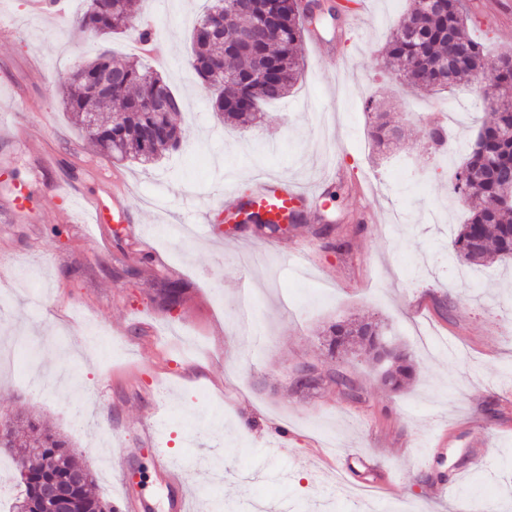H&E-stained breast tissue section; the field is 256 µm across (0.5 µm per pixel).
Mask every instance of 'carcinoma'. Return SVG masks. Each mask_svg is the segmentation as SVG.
Instances as JSON below:
<instances>
[{
  "label": "carcinoma",
  "instance_id": "carcinoma-1",
  "mask_svg": "<svg viewBox=\"0 0 512 512\" xmlns=\"http://www.w3.org/2000/svg\"><path fill=\"white\" fill-rule=\"evenodd\" d=\"M407 6L387 42L382 56L386 68L398 69L411 88L419 91L443 90L456 86L464 78L474 80L488 65L483 46L465 32L471 14L466 0H443L439 7L428 0H406ZM86 9L76 19L80 29L88 30L87 22L103 23L100 37L106 41L131 29L134 15L131 0H85ZM238 0H213L190 34L189 64L197 75L201 67L214 56H224V70L212 74V80L224 86L223 106L215 108L224 123L248 127L261 119L260 105L284 98L300 80L303 59L297 55L306 23L324 25L337 20L341 13L353 8L339 9L330 5L318 15H305L299 0H250L248 20L254 22L269 11L276 18L271 29L250 48L237 43L241 17L236 11ZM224 13V42L207 40L200 29L212 15ZM460 48V67L448 73V52ZM496 66L485 76V99L493 104L490 119L484 122L453 175L469 173L464 185L452 182V192L469 206L465 223L457 226L452 240L451 260L480 265L495 257L512 260V197L507 196L502 183L489 177L496 170L512 169V97L498 95L512 88V53L504 52L495 60ZM116 68L123 79L113 84L112 95L96 94L82 81L99 69ZM73 78L62 88L63 104L85 136L94 142L101 154L115 161L136 160L148 166L166 152L180 147L181 130L168 112H154L148 100L157 87L172 101H177L166 79L150 68L117 57L111 49H103L94 59L78 61ZM371 112L372 136L380 147L397 139L398 129L381 112L373 111V101L365 104ZM121 110L117 119L97 120L95 128L85 123L88 112ZM162 302L168 307L180 304L182 288L179 283L165 281L159 289ZM327 351L331 356L358 351L373 361L385 365L382 382L394 391L402 390L413 376L414 360L406 350L390 348L383 342L384 326L367 319L339 322L328 330ZM0 451L18 459L20 475H28L29 483L15 498L12 512H19L23 503L34 494L35 484L48 476L59 478L83 472L81 489L82 512H112V506L93 491L94 477L79 461L69 443L49 425L28 421L27 430L9 425L0 437ZM64 457L67 466L60 469L55 460Z\"/></svg>",
  "mask_w": 512,
  "mask_h": 512
}]
</instances>
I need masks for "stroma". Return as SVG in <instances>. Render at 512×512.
Returning a JSON list of instances; mask_svg holds the SVG:
<instances>
[{"label": "stroma", "mask_w": 512, "mask_h": 512, "mask_svg": "<svg viewBox=\"0 0 512 512\" xmlns=\"http://www.w3.org/2000/svg\"><path fill=\"white\" fill-rule=\"evenodd\" d=\"M470 35L489 59L512 51V0H467ZM205 0H139L137 17L160 19L169 57L160 71L181 99L175 116L184 144L150 168L101 156L63 109L58 88L73 63L101 38L73 32L82 0H65V20L31 12L29 0H0V344L34 345L37 373L0 371V414L25 409L48 420L79 451L95 493L114 504L145 499L172 512L176 489L152 466V452L184 464L194 512L218 503L252 512H458L491 498L483 512H512V261L457 270L446 256L447 228L467 207L450 190L453 162L476 136L487 108L479 84L459 94L420 92L379 74L381 49L403 0H364L363 24L320 27L299 47L307 64L285 99L264 105L260 124L225 125L198 80L181 78L189 33ZM323 55L308 57L314 43ZM404 125V137L377 147L366 100ZM440 106L459 113L450 157L436 164L416 114ZM41 131V150L22 153L17 137ZM344 177L326 178L336 169ZM258 174L327 192L323 218L343 250L328 248L318 221L268 237L229 229L225 209ZM70 188L63 198L62 188ZM27 209L13 211L16 189ZM104 209L136 206L142 242L104 238L85 197ZM307 255L304 267L289 257ZM149 264H140L141 255ZM181 282L184 302L159 305L161 279ZM353 317L383 322L389 343L412 354L415 374L395 392L380 365L327 356L322 333ZM110 341L83 350L82 323ZM307 362L348 376L355 395L326 381L302 393L290 372ZM165 414L156 444L143 419ZM452 429L446 447L429 441ZM288 430V453L266 450ZM485 444L473 461L474 442ZM347 455L349 483L333 464ZM127 480H120L116 464ZM394 484L374 502L356 496L377 473ZM449 482L445 492L434 487Z\"/></svg>", "instance_id": "35a3bbf8"}]
</instances>
